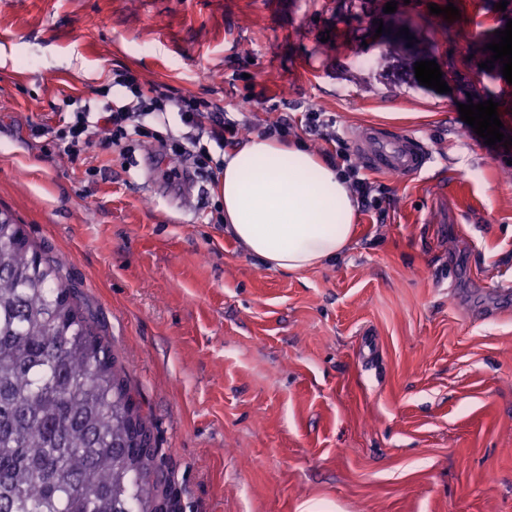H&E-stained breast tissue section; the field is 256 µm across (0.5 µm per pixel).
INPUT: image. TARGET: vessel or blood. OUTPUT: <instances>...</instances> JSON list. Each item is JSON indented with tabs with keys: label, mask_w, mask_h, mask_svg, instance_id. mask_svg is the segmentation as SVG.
<instances>
[{
	"label": "vessel or blood",
	"mask_w": 512,
	"mask_h": 512,
	"mask_svg": "<svg viewBox=\"0 0 512 512\" xmlns=\"http://www.w3.org/2000/svg\"><path fill=\"white\" fill-rule=\"evenodd\" d=\"M364 164L375 171L399 177L418 174L428 163L427 148L409 134H396L370 127L356 137Z\"/></svg>",
	"instance_id": "1"
}]
</instances>
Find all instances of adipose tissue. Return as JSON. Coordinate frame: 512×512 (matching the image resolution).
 <instances>
[{
  "label": "adipose tissue",
  "mask_w": 512,
  "mask_h": 512,
  "mask_svg": "<svg viewBox=\"0 0 512 512\" xmlns=\"http://www.w3.org/2000/svg\"><path fill=\"white\" fill-rule=\"evenodd\" d=\"M224 232L269 269L300 273L344 253L357 201L341 167L256 136L224 154Z\"/></svg>",
  "instance_id": "1"
}]
</instances>
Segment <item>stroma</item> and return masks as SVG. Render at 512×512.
<instances>
[{"mask_svg":"<svg viewBox=\"0 0 512 512\" xmlns=\"http://www.w3.org/2000/svg\"><path fill=\"white\" fill-rule=\"evenodd\" d=\"M0 0V209L57 260L124 365L162 450L175 512H512V146L459 104L512 85L483 69L512 0ZM454 4L459 16L432 14ZM450 73L420 85L417 62ZM266 125L320 158L314 110L410 134L430 160L359 210L352 246L298 274L267 269L210 223L218 185L169 178L177 115L129 152L92 127L116 72ZM73 117L66 126L55 132V145L59 151H63L72 158H77L81 152V147L88 140L89 134V115L85 108L80 112H73Z\"/></svg>","mask_w":512,"mask_h":512,"instance_id":"stroma-1","label":"stroma"}]
</instances>
